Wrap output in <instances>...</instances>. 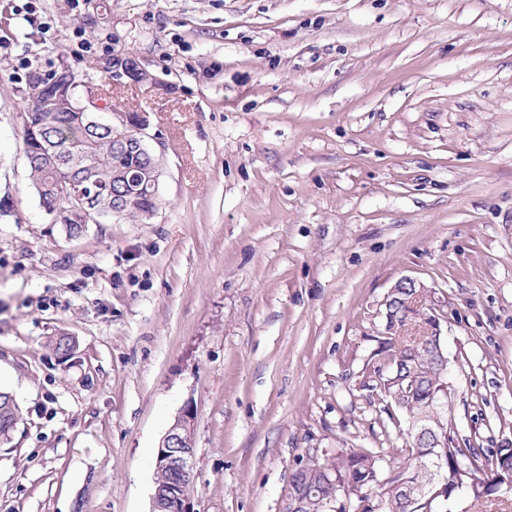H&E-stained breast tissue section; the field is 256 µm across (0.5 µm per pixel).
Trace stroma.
I'll return each instance as SVG.
<instances>
[{
    "label": "stroma",
    "instance_id": "obj_1",
    "mask_svg": "<svg viewBox=\"0 0 512 512\" xmlns=\"http://www.w3.org/2000/svg\"><path fill=\"white\" fill-rule=\"evenodd\" d=\"M127 53L152 79L118 83ZM66 62L164 142L161 203L68 236L22 149ZM423 283L459 437H512V0H0V512H149L192 412L193 512H285L310 448H386L378 309ZM69 337L70 352L53 347ZM43 78L44 74L40 70L32 71L27 77L24 92L33 102L42 96L45 88ZM55 91V84H49L44 91V101L47 102V105L53 106ZM20 416L14 398L8 392H0V445L10 443L14 430L12 424Z\"/></svg>",
    "mask_w": 512,
    "mask_h": 512
}]
</instances>
